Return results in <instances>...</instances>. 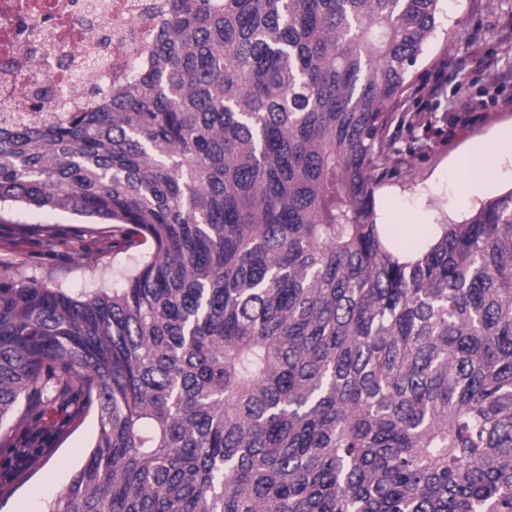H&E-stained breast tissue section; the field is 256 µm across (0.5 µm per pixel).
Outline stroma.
I'll list each match as a JSON object with an SVG mask.
<instances>
[{
  "label": "stroma",
  "instance_id": "1",
  "mask_svg": "<svg viewBox=\"0 0 512 512\" xmlns=\"http://www.w3.org/2000/svg\"><path fill=\"white\" fill-rule=\"evenodd\" d=\"M434 36L413 69L414 84L402 110L437 113L431 129L417 128L421 148L395 156L392 172L376 190L377 221L389 240L411 239L459 223L486 199L512 188V155L493 159L486 184L468 191L458 160L499 129L512 126V0H443ZM28 224L49 226L57 245L46 249ZM414 227L412 236L402 225ZM137 264L114 254L112 227L72 212L15 208L0 214V267L23 272L31 281L59 284L76 292L117 288ZM47 454L17 481L16 461L0 456V512H45L84 463L98 430L94 411L48 412Z\"/></svg>",
  "mask_w": 512,
  "mask_h": 512
}]
</instances>
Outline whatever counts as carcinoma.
Here are the masks:
<instances>
[{"mask_svg":"<svg viewBox=\"0 0 512 512\" xmlns=\"http://www.w3.org/2000/svg\"><path fill=\"white\" fill-rule=\"evenodd\" d=\"M441 0H168L90 111L0 124V205L112 225L76 294L0 273V425L98 433L46 512H512V189L399 255L393 109Z\"/></svg>","mask_w":512,"mask_h":512,"instance_id":"1","label":"carcinoma"}]
</instances>
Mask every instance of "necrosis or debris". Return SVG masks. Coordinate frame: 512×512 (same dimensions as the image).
Listing matches in <instances>:
<instances>
[{
  "label": "necrosis or debris",
  "instance_id": "obj_1",
  "mask_svg": "<svg viewBox=\"0 0 512 512\" xmlns=\"http://www.w3.org/2000/svg\"><path fill=\"white\" fill-rule=\"evenodd\" d=\"M166 0H0V112L85 110L142 59Z\"/></svg>",
  "mask_w": 512,
  "mask_h": 512
}]
</instances>
